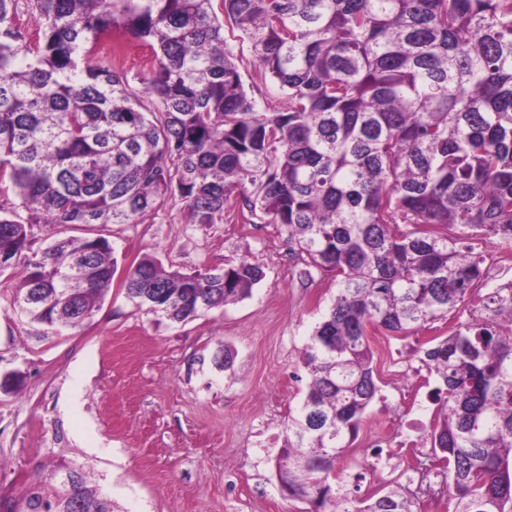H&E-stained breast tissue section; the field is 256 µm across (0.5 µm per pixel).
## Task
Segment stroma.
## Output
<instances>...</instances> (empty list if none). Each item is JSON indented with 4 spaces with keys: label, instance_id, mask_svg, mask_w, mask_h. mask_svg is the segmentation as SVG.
I'll use <instances>...</instances> for the list:
<instances>
[{
    "label": "stroma",
    "instance_id": "1",
    "mask_svg": "<svg viewBox=\"0 0 512 512\" xmlns=\"http://www.w3.org/2000/svg\"><path fill=\"white\" fill-rule=\"evenodd\" d=\"M245 88L269 112L284 98L265 85L248 42L232 38ZM175 203L138 224L33 228V251L65 236L106 237L119 267L143 254L166 269L193 273L247 258L264 279L250 297L172 323L140 310L113 283L100 309L81 328L51 329L15 302L23 261L0 271V492L22 496L29 487L53 493L54 473L75 469L98 498L124 512H305L281 495L274 460L281 432L302 405L308 375L301 356L314 327L333 303V275L301 278L303 263L278 226L243 218L227 204L220 224H188ZM421 331L405 337L373 333L379 392L352 449L337 465L346 481L372 490L399 485V476L370 480L365 458L376 436L390 439L400 468L433 458L431 448L399 447L401 423L430 441L437 406L422 386L404 411L406 376L397 360L421 367ZM234 355L216 368L218 349Z\"/></svg>",
    "mask_w": 512,
    "mask_h": 512
}]
</instances>
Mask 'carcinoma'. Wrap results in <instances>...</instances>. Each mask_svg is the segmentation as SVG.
<instances>
[{"label":"carcinoma","instance_id":"obj_1","mask_svg":"<svg viewBox=\"0 0 512 512\" xmlns=\"http://www.w3.org/2000/svg\"><path fill=\"white\" fill-rule=\"evenodd\" d=\"M0 0V268L35 224H137L175 201L188 224L239 200L277 224L305 268L339 288L306 344L309 375L276 457L305 512H415L391 488L358 500L332 476L378 392L372 326L406 336L468 306L423 342L439 403L431 441L452 512H512V282L478 301L483 257L512 245V0ZM224 18H219V15ZM288 106L245 89L224 23ZM124 32L153 57L133 75L94 66ZM110 241L62 237L27 258L17 301L76 329L112 287ZM247 259L192 274L145 254L126 297L173 323L249 297ZM8 512H115L82 477L31 487Z\"/></svg>","mask_w":512,"mask_h":512}]
</instances>
